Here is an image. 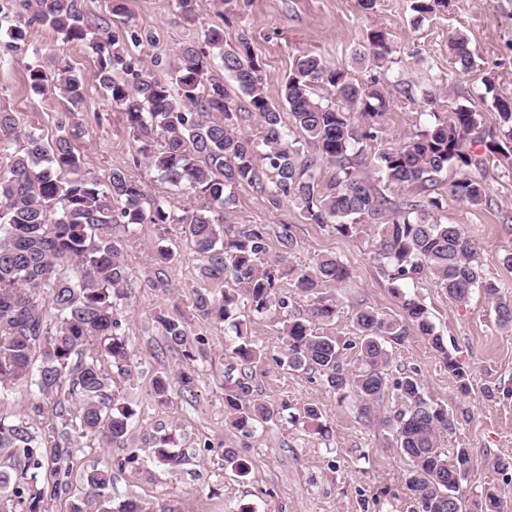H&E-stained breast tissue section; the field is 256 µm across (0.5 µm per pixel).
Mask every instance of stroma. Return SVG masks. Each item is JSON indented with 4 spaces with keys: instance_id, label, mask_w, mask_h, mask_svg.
Returning a JSON list of instances; mask_svg holds the SVG:
<instances>
[{
    "instance_id": "1",
    "label": "stroma",
    "mask_w": 512,
    "mask_h": 512,
    "mask_svg": "<svg viewBox=\"0 0 512 512\" xmlns=\"http://www.w3.org/2000/svg\"><path fill=\"white\" fill-rule=\"evenodd\" d=\"M122 3V11L116 13L110 0H84L85 17L89 24L105 22L117 32L147 34L152 39L147 54L165 60L182 43L200 40L209 26L223 27L228 49L236 47L241 33H248L264 64L266 95L276 105L282 102V82L303 51L349 70L361 83L378 82L388 102L380 119L377 146L381 149L399 145L435 119H447L459 105L480 112L484 126L495 125L496 112L479 99L485 77H493L500 92L512 94V0H449L447 9L419 26L413 23L410 0H377L367 11L357 0H196L192 23L180 16L175 0ZM10 26V20L0 21V105L16 112L22 130L55 134L66 102L49 93H34L25 75L31 65L52 70L56 50L64 49L74 68L89 78L81 106L85 133L79 142L87 168L103 179L112 169L122 168L145 181L152 194H168L167 184L156 173L134 167L135 144L122 113L90 79L95 65L92 49L83 43L63 45L47 28L31 30L14 48ZM373 29L387 33L392 49L381 66L354 57ZM459 34L467 38L474 57L467 70L454 63L448 49L450 39ZM441 180L442 222L458 225L480 245L484 277L512 301V269L500 262L502 255L512 252V226L506 223L512 217V165L503 161L489 166L487 206L456 200L446 187L449 175ZM224 219L229 224H264L273 229L291 225L297 245L288 262L294 267L307 268L321 255L336 257L348 267L351 278L346 284L322 289L340 305L336 321L327 327L331 335L355 339L350 314L360 304L387 320L404 321L401 305L374 258L376 238L369 227L352 236L338 235L329 227L309 223L294 203L272 208L264 195L247 185L235 188ZM165 244L179 254L167 267L170 290L166 293L143 285L153 274L157 249ZM126 259L134 284L125 302L133 375L115 385L114 391L137 409L131 445L139 449L144 468L115 472L113 501L135 496L148 512L163 504L177 512H407L408 461L381 424L382 418L393 415L395 399L384 400L378 419L365 420L354 396H339L318 377L279 365L280 342L269 320H247L249 336L267 352L256 368L258 394L270 403L288 402L287 414L262 424L247 439L225 426L224 386L233 362L225 343L235 334L221 323L208 327L209 355L196 364L195 392H176L168 406L155 405L150 397L152 379L162 371L175 372L181 360L168 350L154 312L176 309L193 326H200L193 301L205 283L189 244L180 239L162 241L150 224L140 227ZM402 289L427 308L449 354L468 369L471 390L466 395L457 391L440 353L415 330L395 346L389 374L419 373L428 398L447 406L455 420V433L442 438L444 447L471 449L477 462L468 488L497 486L507 500L505 512H512V467L501 472L494 466L500 457L512 464V397L502 394L503 388L512 387V330L498 325L494 305L482 292L458 302L428 276L406 281ZM309 406L320 409L325 434L291 422V415ZM162 429L173 435L176 450L186 455L178 472H169L153 459L154 438ZM208 442L213 445L209 451L204 448ZM219 443L243 448L247 475L225 466L215 449Z\"/></svg>"
}]
</instances>
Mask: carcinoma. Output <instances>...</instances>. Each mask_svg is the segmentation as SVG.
Returning a JSON list of instances; mask_svg holds the SVG:
<instances>
[{
    "label": "carcinoma",
    "instance_id": "cac0c4a2",
    "mask_svg": "<svg viewBox=\"0 0 512 512\" xmlns=\"http://www.w3.org/2000/svg\"><path fill=\"white\" fill-rule=\"evenodd\" d=\"M22 6L23 25L11 28L10 37L23 41L29 30L42 27L61 35L65 44L90 43L96 55L93 77L123 113L137 143L135 162L154 169L187 203L178 208L150 194L145 182L122 168L112 169L105 180L86 168L75 146L84 133L80 109L86 78L66 57L57 58L50 74L31 67L27 75L34 91L57 93L70 105L67 122L52 139L31 131L24 145H17L16 114L0 106V406L19 389L33 390L39 422L35 427L24 416L0 413V512H47L69 487L77 439L91 437L98 447L110 448L129 438L137 411L118 401L112 384L132 376L129 337L122 328V301L132 287L124 245L141 224L192 244L200 275L211 284L196 292L195 311L206 324L227 322L234 330L230 351L241 368L224 386L230 427L247 438L258 424L287 410L285 403L273 405L255 395L253 367L264 349L249 338L240 319L245 306L252 315L280 324L279 363L319 375L338 394L352 393L365 419L385 396L396 399L399 408L384 426L409 462L410 512H504L495 489H464L476 465L470 449L441 448V436L455 428L448 409L425 397L418 373L392 380L388 367L389 344L403 342L411 324L443 354L458 391L470 390L468 371L444 348L427 309L402 291L407 280L431 275L458 302L480 290L495 303L498 324L512 328V304L483 277L481 248L437 215L438 176L448 170L461 174L448 183L452 196L472 206L488 204L485 178L469 174L484 160L466 142L512 161V96H493L498 115L493 127L480 129V114L460 106L402 144L373 152L379 117L386 111L384 93L375 83L354 81L320 55L303 52L295 58L279 107L266 96L262 62L245 33L237 48L226 51L224 30L204 29L202 40L178 48L168 76L161 77L131 52L130 46L143 42L138 32L91 27L82 0H22ZM440 7H448V0H413V22L422 23ZM368 46L377 63L390 53L381 30L370 32ZM450 50L462 69L470 68L465 37L453 38ZM216 59L233 86L213 74ZM326 167L333 177L324 187L320 175ZM371 170L378 178L369 175ZM240 185L256 188L276 209L294 201L310 223L345 237L359 224L373 228L375 259L388 272L406 322L357 306L351 318L358 349L355 360H347L353 343L324 333L338 308L318 288L342 284L349 269L327 256L307 269L288 266L286 254L296 246L289 224L271 230L264 224L224 223V209ZM387 190L409 196L397 202ZM272 233L282 247L274 257ZM176 259L171 248H160L154 276L140 287H168L165 269ZM286 277L296 293L313 299L307 312L280 319L277 312L289 304V297L279 294ZM155 322L167 346L185 359L204 354V329L192 335L183 317L162 311ZM174 382L191 393L197 371L187 364L173 380L156 376L157 404L169 403ZM321 418L318 409L307 407L301 423L321 433L326 428ZM221 454L225 464L247 473L239 449L226 446ZM153 455L173 472L184 461L168 434L156 438ZM142 462L138 449L128 448L115 461L84 471L88 495L72 502L69 512L91 507L142 512L133 499L113 505L108 494L112 469H138Z\"/></svg>",
    "mask_w": 512,
    "mask_h": 512
}]
</instances>
